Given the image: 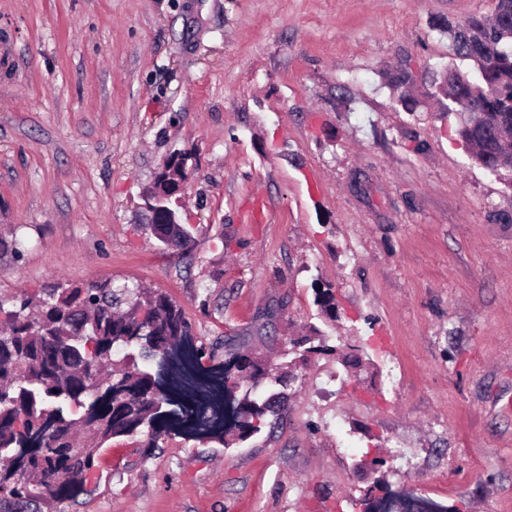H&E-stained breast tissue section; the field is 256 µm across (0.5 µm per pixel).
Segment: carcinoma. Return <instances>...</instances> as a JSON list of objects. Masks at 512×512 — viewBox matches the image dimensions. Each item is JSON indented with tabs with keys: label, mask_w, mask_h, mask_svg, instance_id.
I'll return each instance as SVG.
<instances>
[{
	"label": "carcinoma",
	"mask_w": 512,
	"mask_h": 512,
	"mask_svg": "<svg viewBox=\"0 0 512 512\" xmlns=\"http://www.w3.org/2000/svg\"><path fill=\"white\" fill-rule=\"evenodd\" d=\"M495 17L473 14L448 24L450 64L433 97L457 120L472 161L512 192V0H497ZM407 109L416 105L415 79L387 74ZM187 152L160 168L154 201L171 213L188 177ZM315 302L336 319L332 288ZM0 329V512H57L77 497L94 451L112 438L142 433L154 448L172 433L216 437L229 446L267 425L281 401L262 386L283 385L293 365L272 368L257 354H229L205 366L183 309L167 296L107 283L57 285L22 297ZM119 350L121 360L113 359ZM166 359L164 371L151 361Z\"/></svg>",
	"instance_id": "cac0c4a2"
}]
</instances>
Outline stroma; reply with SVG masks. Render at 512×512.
<instances>
[{"label": "stroma", "instance_id": "obj_1", "mask_svg": "<svg viewBox=\"0 0 512 512\" xmlns=\"http://www.w3.org/2000/svg\"><path fill=\"white\" fill-rule=\"evenodd\" d=\"M495 5L0 0V240L23 243L0 305L109 280L175 301L218 362L326 338L275 428L111 439L61 512H360L377 456L391 491L512 512V193L428 96L439 25ZM179 150L188 252L144 208ZM388 85L393 89L400 90V101L407 109H412L416 104L414 96L415 79L405 69H398L386 76ZM145 208L146 210L148 209V207L145 205ZM147 212L149 213V220H150V224H152V230L154 231L155 235L157 236L158 240L165 246H168L170 244H175V245H178L180 247H183V248H187L188 245L190 244V242L192 241V236H191V233L189 231V229L186 227L185 224H177V222L174 220H170L168 219L167 220V223L165 224H155L153 223V212L150 211L149 209L147 210ZM171 224H174L176 226H178V232H180V235L182 237V240L183 242L182 243H174L172 241L169 240V238L167 237V234H166V228L171 225ZM188 250V248H187Z\"/></svg>", "mask_w": 512, "mask_h": 512}]
</instances>
